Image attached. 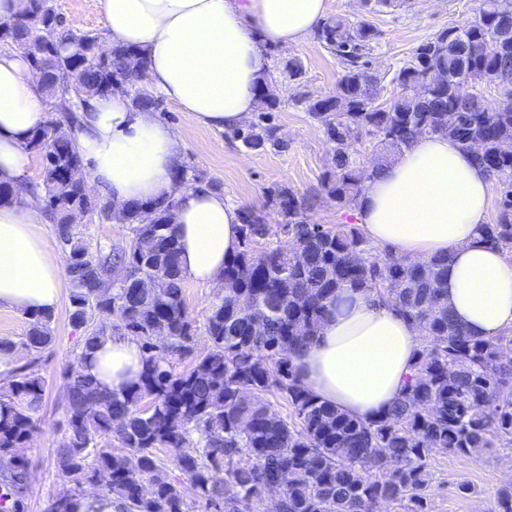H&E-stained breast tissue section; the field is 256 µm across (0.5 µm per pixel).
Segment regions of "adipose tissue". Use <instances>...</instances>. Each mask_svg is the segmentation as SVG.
Returning <instances> with one entry per match:
<instances>
[{"mask_svg":"<svg viewBox=\"0 0 512 512\" xmlns=\"http://www.w3.org/2000/svg\"><path fill=\"white\" fill-rule=\"evenodd\" d=\"M108 45L143 49L144 82L209 130L241 126L259 105L266 48L297 44L324 19L326 0H102ZM46 119L39 76L23 55L0 51V180L19 182L26 148ZM78 134L89 187L120 206L174 201L172 222L185 278L221 283L239 248L241 210L203 187L180 189L183 142L124 93L92 97ZM493 181L444 136L423 135L365 185L354 209L373 243L411 259H448V306L469 335L512 327V265L482 241ZM31 198L0 205V308L27 316L52 310L63 261L42 231ZM315 340L291 356L319 400L366 419L385 416L413 372L419 330L376 294L347 290ZM143 353L130 336L106 335L83 370L118 392L136 382Z\"/></svg>","mask_w":512,"mask_h":512,"instance_id":"adipose-tissue-1","label":"adipose tissue"}]
</instances>
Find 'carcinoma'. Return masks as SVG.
Listing matches in <instances>:
<instances>
[{
    "label": "carcinoma",
    "mask_w": 512,
    "mask_h": 512,
    "mask_svg": "<svg viewBox=\"0 0 512 512\" xmlns=\"http://www.w3.org/2000/svg\"><path fill=\"white\" fill-rule=\"evenodd\" d=\"M26 22H0V46L17 50L43 71L48 119L27 149L45 152L41 182H0V204L31 193L55 224L71 284L69 319L84 342L67 367L65 436L58 449L62 475L74 489L49 502L47 512H72L88 483L124 504L125 512H190L182 490L157 454L172 455L193 485L204 512H252L268 484L283 483L280 512H371L374 502L404 512H430L428 457L441 452L478 458L499 438H512V332L494 338L467 335L448 309L443 271L447 258L399 259L378 250L360 228L309 224L305 212L326 195L341 208L357 205L365 182L422 134L446 136L469 152L500 186L497 217L486 242L512 249V0H482L475 20L445 28L416 46L393 71L403 93L379 102L382 77L365 57L377 39L372 24L340 16L323 19L315 38L342 65L334 96L306 98L304 110L323 127L333 166L318 192L304 197L287 187L270 201L288 225L293 248L270 241L273 227L243 208L241 245L224 261V297L206 318L210 345L196 352L193 322L169 205L131 202L125 243L93 247L66 224L74 208L105 218L69 182L84 165L78 140L54 136V122L82 129L81 112L93 96L129 84L133 108L156 112L163 99L143 80L146 58L114 46L97 54L96 33L66 27L53 0H29ZM74 89L55 84L56 71ZM488 81L503 90L495 104L472 91ZM281 99L265 81L258 120L233 129L253 150L285 148L274 113ZM380 151L366 167L358 146ZM185 166L177 187L189 182L219 192ZM127 266L135 279L117 288L109 272ZM347 288L376 292L422 333L424 346L401 401L377 420H362L319 401L302 384L289 355L309 344ZM53 312L30 317L21 342L29 359L14 363L0 385V512H26L29 464L20 453L38 431L35 413L45 380L33 367L55 340ZM138 339L144 354L139 381L121 392L100 388L81 371L86 352L109 329ZM1 340L0 352L18 345ZM188 359L178 370L172 359ZM276 392L290 417L259 395ZM121 450H112V439ZM492 512H512V486L498 490Z\"/></svg>",
    "instance_id": "carcinoma-1"
}]
</instances>
